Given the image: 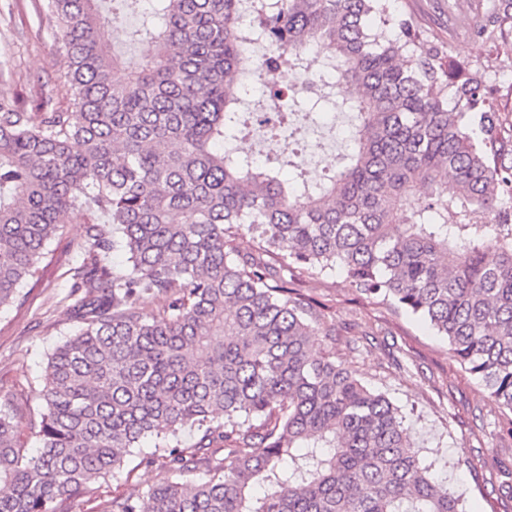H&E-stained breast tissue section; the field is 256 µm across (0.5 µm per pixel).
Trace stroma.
Returning <instances> with one entry per match:
<instances>
[{"mask_svg":"<svg viewBox=\"0 0 512 512\" xmlns=\"http://www.w3.org/2000/svg\"><path fill=\"white\" fill-rule=\"evenodd\" d=\"M463 2V21L448 0H391V12L414 17L429 36L447 44L451 58L484 64L501 138L512 151V31L495 43L481 36L504 3ZM64 70L60 32L45 0H0V97L31 113L67 107L60 81ZM284 127L302 142L298 162L313 177L336 166L353 133L345 117L324 110L289 116ZM84 249V219L77 215L48 241L38 280L24 287L23 302L0 308V405L17 408L20 441L32 451L38 447L35 427L47 357L78 327L66 295ZM297 286L324 304L327 321L336 326L337 358L400 407L421 460L461 495L466 512H512V490L503 487L499 474L501 467L512 468V423L484 386L450 358L447 341L405 313L358 299L340 271ZM394 346L412 357L414 371L395 368L389 354ZM461 459L470 460L472 469L458 467ZM167 477L161 463L148 465L133 456L58 512H105L112 498L146 494Z\"/></svg>","mask_w":512,"mask_h":512,"instance_id":"stroma-1","label":"stroma"}]
</instances>
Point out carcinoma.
<instances>
[{"label":"carcinoma","instance_id":"obj_1","mask_svg":"<svg viewBox=\"0 0 512 512\" xmlns=\"http://www.w3.org/2000/svg\"><path fill=\"white\" fill-rule=\"evenodd\" d=\"M105 2L115 19L140 0H46L70 106L35 123L0 99V308L76 212L88 245L67 295L81 327L48 357L36 452L0 408V512H56L136 454L207 478L107 512H464L400 409L312 348L336 328L291 285L343 271L358 295L429 323L512 412V165L485 69L387 0H266L255 21L247 0H150L126 36L152 52L131 65L100 39ZM251 24L276 52L266 69L315 48L336 71V101L317 102L357 127L323 182H284L231 144ZM507 24L506 7L482 35ZM146 296L161 306L144 310Z\"/></svg>","mask_w":512,"mask_h":512}]
</instances>
